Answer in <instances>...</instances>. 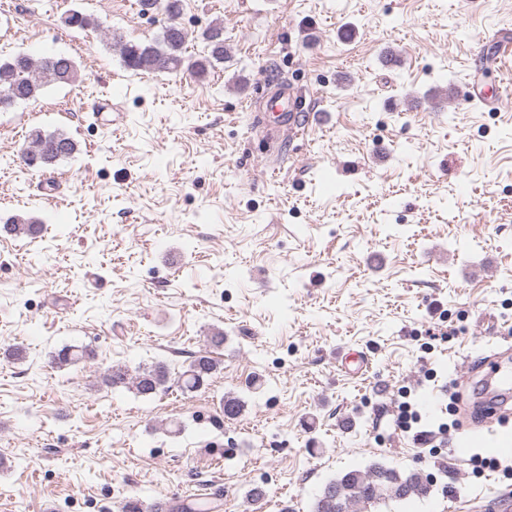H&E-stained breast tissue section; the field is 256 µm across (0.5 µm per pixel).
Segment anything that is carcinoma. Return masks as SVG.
Listing matches in <instances>:
<instances>
[{
    "mask_svg": "<svg viewBox=\"0 0 512 512\" xmlns=\"http://www.w3.org/2000/svg\"><path fill=\"white\" fill-rule=\"evenodd\" d=\"M141 11L159 8L170 18L161 37L155 41L132 42L113 37L125 66L134 71L178 72L185 70L198 77L207 74L215 62L224 61V26L214 24L201 34L203 54L187 57L188 33L177 22L182 10V0H139ZM75 62L64 55L34 60L25 55L0 62V94L8 93L11 106L18 101H36L45 88L52 84H70L77 80ZM76 142L64 133L45 134L35 131L24 149L23 159L43 170L57 160L72 155ZM5 232L19 236H34L39 226L34 221L13 217L4 224ZM217 370V362L207 355H197L178 377L180 388L195 392L208 385ZM169 371L161 363L136 375L122 366L111 367L105 381L112 385L129 384L141 395H151L166 386ZM430 485L417 472L399 473L395 469L374 465L365 471L351 470L327 484L317 500L315 512H370L381 502L401 501L412 495L423 496Z\"/></svg>",
    "mask_w": 512,
    "mask_h": 512,
    "instance_id": "1",
    "label": "carcinoma"
}]
</instances>
